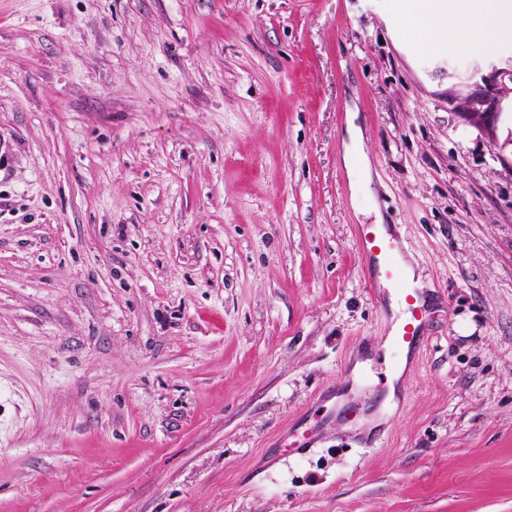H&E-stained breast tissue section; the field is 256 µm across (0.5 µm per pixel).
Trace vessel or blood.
<instances>
[{"mask_svg":"<svg viewBox=\"0 0 512 512\" xmlns=\"http://www.w3.org/2000/svg\"><path fill=\"white\" fill-rule=\"evenodd\" d=\"M358 240L373 286H386L390 296L407 305L408 317L392 336V349L402 356L419 351L426 339L430 310L422 292L413 288L407 278L401 262L403 240L394 233L382 232L376 224L361 225Z\"/></svg>","mask_w":512,"mask_h":512,"instance_id":"1","label":"vessel or blood"}]
</instances>
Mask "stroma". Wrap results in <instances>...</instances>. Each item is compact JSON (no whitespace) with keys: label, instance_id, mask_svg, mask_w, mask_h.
Wrapping results in <instances>:
<instances>
[{"label":"stroma","instance_id":"obj_1","mask_svg":"<svg viewBox=\"0 0 512 512\" xmlns=\"http://www.w3.org/2000/svg\"><path fill=\"white\" fill-rule=\"evenodd\" d=\"M399 29L390 0H0V512H512V115L464 119L512 40ZM378 216L433 305L391 391ZM347 134L349 141L348 143H344V162L348 169H357L360 170L361 172L364 171L362 179L360 178L353 183V191L356 195L361 190H364L368 193L370 197H372L369 189L370 178L366 170L367 155L364 152V145L360 128L357 127L353 121H351L347 129Z\"/></svg>","mask_w":512,"mask_h":512}]
</instances>
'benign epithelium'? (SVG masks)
<instances>
[{
    "label": "benign epithelium",
    "instance_id": "benign-epithelium-1",
    "mask_svg": "<svg viewBox=\"0 0 512 512\" xmlns=\"http://www.w3.org/2000/svg\"><path fill=\"white\" fill-rule=\"evenodd\" d=\"M468 88V122L476 128L493 132L503 115V100L512 94V67H495Z\"/></svg>",
    "mask_w": 512,
    "mask_h": 512
}]
</instances>
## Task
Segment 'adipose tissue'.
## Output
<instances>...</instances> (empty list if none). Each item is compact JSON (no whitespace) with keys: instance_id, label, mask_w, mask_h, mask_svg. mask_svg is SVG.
Wrapping results in <instances>:
<instances>
[{"instance_id":"ef3b65f1","label":"adipose tissue","mask_w":512,"mask_h":512,"mask_svg":"<svg viewBox=\"0 0 512 512\" xmlns=\"http://www.w3.org/2000/svg\"><path fill=\"white\" fill-rule=\"evenodd\" d=\"M404 26L430 51L447 53L467 45L489 48L480 32L512 37V0H414Z\"/></svg>"}]
</instances>
